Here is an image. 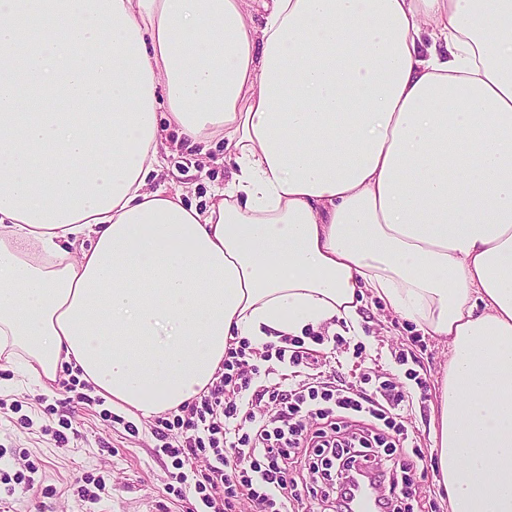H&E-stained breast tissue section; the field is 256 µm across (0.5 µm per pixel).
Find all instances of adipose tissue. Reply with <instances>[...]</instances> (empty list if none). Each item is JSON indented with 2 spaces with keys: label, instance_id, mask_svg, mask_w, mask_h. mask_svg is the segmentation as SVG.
Segmentation results:
<instances>
[{
  "label": "adipose tissue",
  "instance_id": "ef3b65f1",
  "mask_svg": "<svg viewBox=\"0 0 512 512\" xmlns=\"http://www.w3.org/2000/svg\"><path fill=\"white\" fill-rule=\"evenodd\" d=\"M255 3L0 0V366L148 417L366 292L450 347L449 512H512V0ZM187 142L179 145L175 156H170L160 173L153 178L151 187L156 189L162 187L171 190L174 184L182 187L185 193L184 201L198 204L201 208L207 199L208 193L215 187H223L224 180L230 177V168L224 163V144L215 143L208 150V156L198 154L200 146L189 148ZM172 171L177 173L174 176Z\"/></svg>",
  "mask_w": 512,
  "mask_h": 512
}]
</instances>
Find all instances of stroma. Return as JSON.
Listing matches in <instances>:
<instances>
[{
	"label": "stroma",
	"mask_w": 512,
	"mask_h": 512,
	"mask_svg": "<svg viewBox=\"0 0 512 512\" xmlns=\"http://www.w3.org/2000/svg\"><path fill=\"white\" fill-rule=\"evenodd\" d=\"M230 176L224 161L223 144L213 145L207 155L198 147L180 144L163 169L152 179V187L181 186L184 200L204 204L213 188L223 186ZM365 337L362 352L353 346L325 342V372L353 379L358 367L394 368L399 350L410 353L409 368L427 381L425 398H414L404 414L418 435L426 457L422 474L410 490L424 512H448V500L439 492L437 455L431 435L432 405L450 360L446 343L423 335L402 322L382 304L369 302L361 308ZM77 368H60L55 382L41 387L20 366L0 368V512H187V502L170 494L174 468L170 458L159 454L151 417L124 415L115 423V409L100 396L73 406L65 405V387L80 378ZM28 426H20L21 417ZM134 423L128 432L126 423ZM64 429L66 445H58L53 430ZM28 475V488L7 495V484L17 474ZM104 477L112 491L93 504L78 494V478ZM52 495H45V488Z\"/></svg>",
	"instance_id": "obj_1"
}]
</instances>
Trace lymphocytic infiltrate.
Listing matches in <instances>:
<instances>
[{
  "label": "lymphocytic infiltrate",
  "instance_id": "1",
  "mask_svg": "<svg viewBox=\"0 0 512 512\" xmlns=\"http://www.w3.org/2000/svg\"><path fill=\"white\" fill-rule=\"evenodd\" d=\"M323 342L319 334L287 337L266 345L257 364L245 346H229L208 394L157 418L154 434L176 470L173 493L191 499L189 512H235L243 500L262 512H295L290 471L327 480L360 458L399 465L403 485H411L425 455L405 424L403 410L412 400L406 382L423 389L426 380L407 368L401 351L395 359L405 375L364 367L354 380L324 381L317 350ZM271 360L281 370L274 388L261 383L260 364ZM201 455L207 471L189 479L184 468Z\"/></svg>",
  "mask_w": 512,
  "mask_h": 512
}]
</instances>
